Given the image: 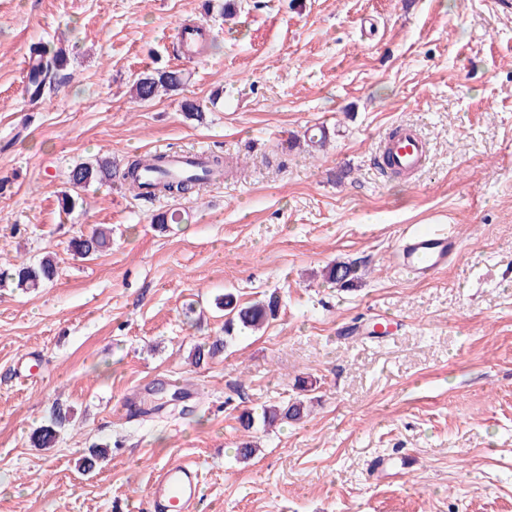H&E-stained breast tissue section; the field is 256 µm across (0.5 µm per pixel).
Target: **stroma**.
Listing matches in <instances>:
<instances>
[{
  "label": "stroma",
  "mask_w": 512,
  "mask_h": 512,
  "mask_svg": "<svg viewBox=\"0 0 512 512\" xmlns=\"http://www.w3.org/2000/svg\"><path fill=\"white\" fill-rule=\"evenodd\" d=\"M224 3L0 0V268L58 266L36 291L0 284V512H147L149 484L180 460L204 470L196 512H512V9L235 0L228 17ZM188 25L209 31L194 58L178 45ZM37 42L69 64L33 104ZM164 67L182 70L180 90L134 100L133 82ZM404 124L429 160L389 178L375 158ZM317 127L315 150L303 139ZM159 150L221 154L238 172L183 198L98 182L60 210L76 166ZM98 224L109 248L74 256L71 238ZM408 225L460 243L431 280L392 264ZM347 259L368 270L357 287L319 278ZM228 290L277 294L278 315L194 363L224 333ZM302 380L309 417L242 428ZM57 407L70 425L33 447ZM246 441L259 453L245 463ZM101 443L108 458L83 470Z\"/></svg>",
  "instance_id": "stroma-1"
}]
</instances>
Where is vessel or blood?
Here are the masks:
<instances>
[{
	"instance_id": "b4317fda",
	"label": "vessel or blood",
	"mask_w": 512,
	"mask_h": 512,
	"mask_svg": "<svg viewBox=\"0 0 512 512\" xmlns=\"http://www.w3.org/2000/svg\"><path fill=\"white\" fill-rule=\"evenodd\" d=\"M428 154L427 141L410 125L400 127L381 145V155L390 161L395 174H419ZM458 248L452 234L413 225L394 249V264L415 277L430 279L456 257ZM201 484L202 472L197 465L177 463L162 468L149 491L150 512H195Z\"/></svg>"
}]
</instances>
